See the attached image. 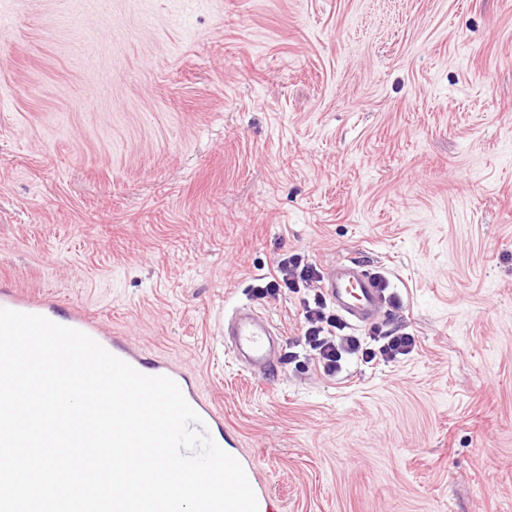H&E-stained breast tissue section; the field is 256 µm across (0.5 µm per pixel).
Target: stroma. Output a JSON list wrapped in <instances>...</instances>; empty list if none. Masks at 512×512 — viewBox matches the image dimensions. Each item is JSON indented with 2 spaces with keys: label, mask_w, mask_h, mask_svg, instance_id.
Wrapping results in <instances>:
<instances>
[{
  "label": "stroma",
  "mask_w": 512,
  "mask_h": 512,
  "mask_svg": "<svg viewBox=\"0 0 512 512\" xmlns=\"http://www.w3.org/2000/svg\"><path fill=\"white\" fill-rule=\"evenodd\" d=\"M9 8L0 277L188 371L276 512H512V0ZM292 255L363 262L415 349L321 372L320 284L254 292ZM280 333L265 317L251 308H240L224 323V341L233 358L259 377L275 369Z\"/></svg>",
  "instance_id": "obj_1"
}]
</instances>
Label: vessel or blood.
Returning <instances> with one entry per match:
<instances>
[{
    "instance_id": "vessel-or-blood-1",
    "label": "vessel or blood",
    "mask_w": 512,
    "mask_h": 512,
    "mask_svg": "<svg viewBox=\"0 0 512 512\" xmlns=\"http://www.w3.org/2000/svg\"><path fill=\"white\" fill-rule=\"evenodd\" d=\"M322 288L337 311L360 326L373 325L383 305L382 290L375 277L351 258L332 263L323 279ZM0 307L39 314L57 324L80 330L139 372L172 378L203 419L212 439L216 443H223L224 417L212 401L199 391L187 371L160 358L148 356L124 338L112 335L98 322L88 318L81 309L73 307L67 312H58L53 300L16 288L6 280L0 282ZM280 339L279 331L271 322L249 308L238 309L224 325V341L233 358L264 378L275 369Z\"/></svg>"
}]
</instances>
